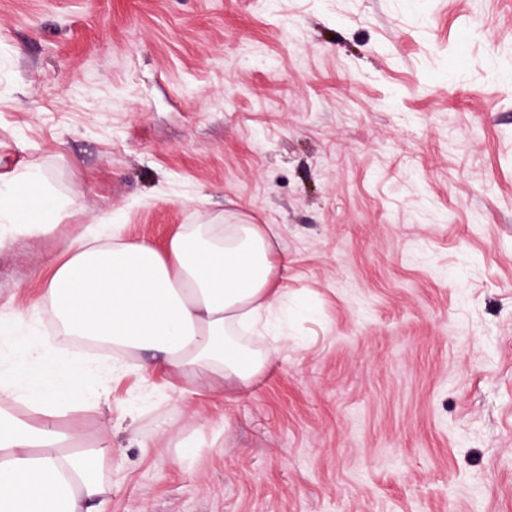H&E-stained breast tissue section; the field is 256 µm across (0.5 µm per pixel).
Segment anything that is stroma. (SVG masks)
<instances>
[{
  "instance_id": "35a3bbf8",
  "label": "stroma",
  "mask_w": 512,
  "mask_h": 512,
  "mask_svg": "<svg viewBox=\"0 0 512 512\" xmlns=\"http://www.w3.org/2000/svg\"><path fill=\"white\" fill-rule=\"evenodd\" d=\"M0 311L87 238L273 224L281 350L250 389L90 365L101 512H512V0H0ZM200 438L183 465L178 442ZM2 199L8 202L11 224L29 232H42L58 223L73 204L45 188L40 172L32 168L0 173V203Z\"/></svg>"
}]
</instances>
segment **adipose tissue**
Returning a JSON list of instances; mask_svg holds the SVG:
<instances>
[{
	"mask_svg": "<svg viewBox=\"0 0 512 512\" xmlns=\"http://www.w3.org/2000/svg\"><path fill=\"white\" fill-rule=\"evenodd\" d=\"M12 223L42 232L58 223L68 200L44 187L39 171L0 174V200ZM269 224H189L157 250L143 240L113 236L111 244L83 243L57 262L44 298L63 337L88 336L123 352L146 351L160 370L188 376L216 392L249 389L270 355L248 353L236 328L268 330L277 311L279 270ZM25 359L36 369L22 384H0V396L20 398L31 420L0 410V512H97L108 451L98 446L66 455L72 433L58 418L71 406L82 367L60 373L44 337H25Z\"/></svg>",
	"mask_w": 512,
	"mask_h": 512,
	"instance_id": "adipose-tissue-1",
	"label": "adipose tissue"
}]
</instances>
